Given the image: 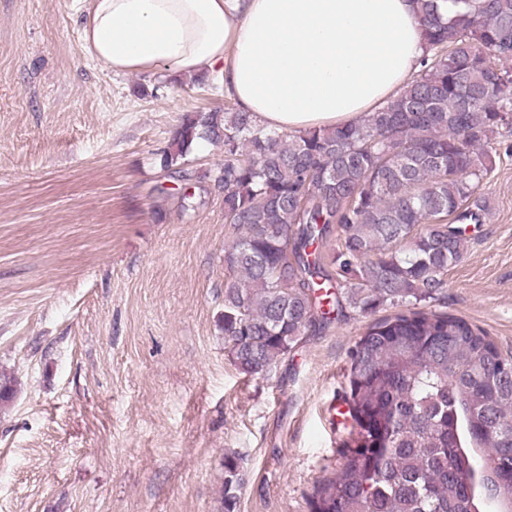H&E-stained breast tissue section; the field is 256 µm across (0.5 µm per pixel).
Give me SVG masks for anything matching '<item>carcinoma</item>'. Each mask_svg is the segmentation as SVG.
Returning <instances> with one entry per match:
<instances>
[{"label": "carcinoma", "instance_id": "obj_1", "mask_svg": "<svg viewBox=\"0 0 512 512\" xmlns=\"http://www.w3.org/2000/svg\"><path fill=\"white\" fill-rule=\"evenodd\" d=\"M418 0L421 69L360 122L277 132L234 107L186 114L160 157L169 177L197 141L224 146L200 179L224 187V349L262 375L346 309L403 308L349 354L341 468L310 512H512V355L465 320L427 312L465 251L448 218L480 221L493 141L512 124V0ZM335 245L324 262L319 247ZM238 459L224 457L223 512Z\"/></svg>", "mask_w": 512, "mask_h": 512}]
</instances>
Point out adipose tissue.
Listing matches in <instances>:
<instances>
[{
	"instance_id": "1",
	"label": "adipose tissue",
	"mask_w": 512,
	"mask_h": 512,
	"mask_svg": "<svg viewBox=\"0 0 512 512\" xmlns=\"http://www.w3.org/2000/svg\"><path fill=\"white\" fill-rule=\"evenodd\" d=\"M81 38L115 73L220 71L239 110L288 131L361 121L424 53L416 0H90Z\"/></svg>"
}]
</instances>
